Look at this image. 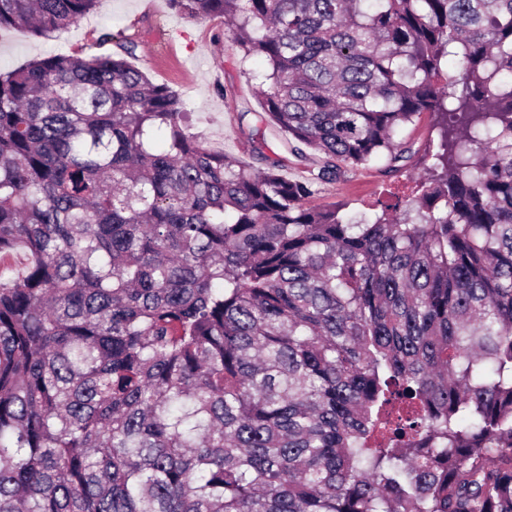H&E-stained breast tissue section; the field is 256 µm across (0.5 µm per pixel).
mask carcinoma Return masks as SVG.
Returning a JSON list of instances; mask_svg holds the SVG:
<instances>
[{"mask_svg":"<svg viewBox=\"0 0 512 512\" xmlns=\"http://www.w3.org/2000/svg\"><path fill=\"white\" fill-rule=\"evenodd\" d=\"M169 2L326 163L252 172L123 57L0 72V512H512V0ZM423 113L403 214L310 204ZM30 256L23 248H18L9 256L0 259V275L3 280H16L21 277Z\"/></svg>","mask_w":512,"mask_h":512,"instance_id":"obj_1","label":"carcinoma"}]
</instances>
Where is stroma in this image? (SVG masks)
Returning a JSON list of instances; mask_svg holds the SVG:
<instances>
[{"instance_id": "obj_1", "label": "stroma", "mask_w": 512, "mask_h": 512, "mask_svg": "<svg viewBox=\"0 0 512 512\" xmlns=\"http://www.w3.org/2000/svg\"><path fill=\"white\" fill-rule=\"evenodd\" d=\"M107 32L137 41L133 66L183 95L190 131L212 150L255 171L280 161V172L289 179L309 176L323 165L322 154L290 140L266 116L260 94L266 61L232 47L221 19L188 17L174 11L168 0H99L93 14L51 38L1 29L0 69L54 54L120 55L117 42H102ZM416 177V169H393L383 156L343 168L336 181L320 186L314 201L340 204L347 215L371 218L379 203L416 195Z\"/></svg>"}]
</instances>
